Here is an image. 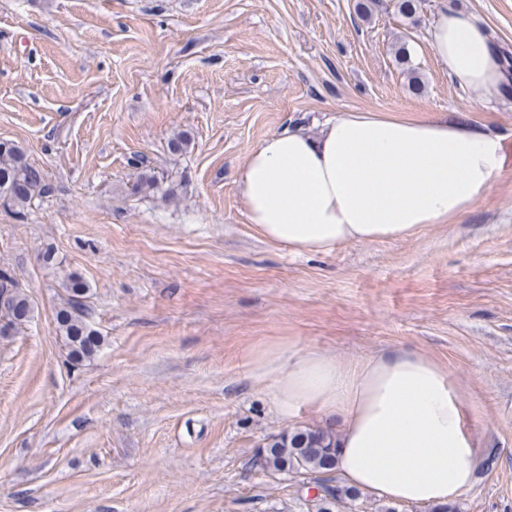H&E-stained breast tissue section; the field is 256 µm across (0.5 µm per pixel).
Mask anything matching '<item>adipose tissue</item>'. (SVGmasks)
Instances as JSON below:
<instances>
[{
	"label": "adipose tissue",
	"instance_id": "adipose-tissue-1",
	"mask_svg": "<svg viewBox=\"0 0 512 512\" xmlns=\"http://www.w3.org/2000/svg\"><path fill=\"white\" fill-rule=\"evenodd\" d=\"M431 45L460 88L490 95L508 80L486 30L454 7L437 17ZM502 162L499 137L462 120L343 112L314 135L292 127L266 136L240 171V195L269 242L328 254L460 220ZM248 379L281 417H338L336 470L349 486L444 504L474 482L477 437L447 371L420 351L396 347L347 365L277 340L252 353Z\"/></svg>",
	"mask_w": 512,
	"mask_h": 512
}]
</instances>
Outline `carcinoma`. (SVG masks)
<instances>
[{"instance_id":"carcinoma-1","label":"carcinoma","mask_w":512,"mask_h":512,"mask_svg":"<svg viewBox=\"0 0 512 512\" xmlns=\"http://www.w3.org/2000/svg\"><path fill=\"white\" fill-rule=\"evenodd\" d=\"M422 0H396V9L408 19H417ZM394 61L407 74L409 86L420 91L418 72L411 64L404 43L392 47ZM159 178L146 170L139 176L133 191L143 193L158 188ZM43 171L28 161L25 153L11 142H0V202L21 216L34 200L49 193ZM63 288L67 292L64 305L56 313L59 331L68 354L76 360L92 357L101 338L89 320L85 295L90 286L82 278L70 275ZM32 308L28 296L6 272L0 271V331L13 329L26 322ZM336 431L331 427H303L284 430L274 435L259 449L263 469L303 475L336 471ZM319 494L314 500L315 512H333L337 504L353 499L354 490L315 480Z\"/></svg>"}]
</instances>
